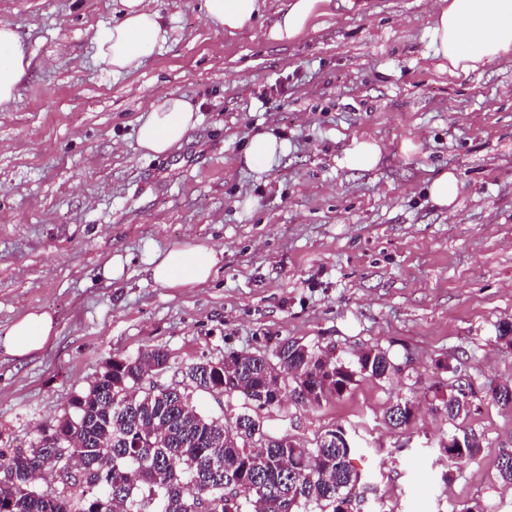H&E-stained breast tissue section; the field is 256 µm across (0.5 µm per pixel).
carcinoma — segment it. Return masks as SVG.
<instances>
[{
	"label": "carcinoma",
	"instance_id": "carcinoma-1",
	"mask_svg": "<svg viewBox=\"0 0 512 512\" xmlns=\"http://www.w3.org/2000/svg\"><path fill=\"white\" fill-rule=\"evenodd\" d=\"M169 357L152 349L135 360L114 363V371L95 381L89 393L73 400L76 414L65 419L66 444L75 467L61 470L53 461L56 439L41 433L36 447L0 451V470L23 462L16 480L0 484V503L14 512H94L98 499L112 493L106 512H355L365 487L350 456L354 446L336 443L338 426L306 448L282 437L259 446L253 431L260 420L248 412L228 423L200 414L190 394L176 387L155 390L144 381ZM399 370L380 349L356 361L329 359L297 342H285L274 358L237 356L227 370L207 361L188 375L195 388L223 386L224 394H242L257 409L274 407L277 388L296 394L309 389L313 405L344 392L360 378L384 379ZM436 410L448 421L465 420L476 411L474 384L434 385ZM488 394L498 406L512 410V383H501ZM413 403L400 399L388 411L394 427L411 423ZM482 438L462 436V446L445 448L448 480L480 452ZM49 475L59 485L53 493L32 487ZM251 496L240 501L235 490Z\"/></svg>",
	"mask_w": 512,
	"mask_h": 512
}]
</instances>
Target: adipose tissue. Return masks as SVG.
<instances>
[{
    "label": "adipose tissue",
    "mask_w": 512,
    "mask_h": 512,
    "mask_svg": "<svg viewBox=\"0 0 512 512\" xmlns=\"http://www.w3.org/2000/svg\"><path fill=\"white\" fill-rule=\"evenodd\" d=\"M120 20L103 30L95 42V56L110 72L130 73L152 58L166 40L158 11L150 0H119ZM331 0H287L268 29V37L286 43L315 27ZM259 0H204V16L233 33L249 25L260 12ZM430 36L435 53L448 61V73L461 76L479 66L512 54V0H437ZM29 61L20 33L0 25V106L12 102ZM198 122L193 104L175 95L155 99L138 117L136 142L153 156L168 154L180 145ZM221 251L204 243L187 242L167 254L151 255L145 272L168 288L200 284L211 278ZM55 334V320L47 312L30 311L0 328V353L24 358L38 352Z\"/></svg>",
    "instance_id": "ef3b65f1"
}]
</instances>
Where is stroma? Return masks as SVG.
<instances>
[{
    "label": "stroma",
    "mask_w": 512,
    "mask_h": 512,
    "mask_svg": "<svg viewBox=\"0 0 512 512\" xmlns=\"http://www.w3.org/2000/svg\"><path fill=\"white\" fill-rule=\"evenodd\" d=\"M285 0L230 35L204 0H152L167 31L159 53L129 74L94 60L116 0H0L30 68L0 107V326L52 312L57 334L22 360L0 354V449H28L73 417L115 360L160 348L163 386L192 391L202 414L234 420L240 394L192 389L187 371L232 354L272 357L280 343L334 349L351 361L388 352L400 374L359 380L318 406L285 399L259 411L263 434L305 447L336 427L355 432L351 463L386 512H512L496 464L512 452V411L482 397L454 427L430 390L460 366L476 382H512V56L467 76L448 73L429 37L430 0H333L288 44L265 37ZM174 94L199 122L164 156L144 154L137 119ZM271 133L287 145L271 170L239 157ZM381 140L377 169L338 164L352 137ZM418 150H400L404 141ZM460 182L455 216L429 201L441 170ZM224 252L205 284L167 288L144 261L182 244ZM120 279L100 275L111 257ZM411 399L416 420L385 413ZM483 438L476 460L442 480L441 440Z\"/></svg>",
    "instance_id": "obj_1"
}]
</instances>
